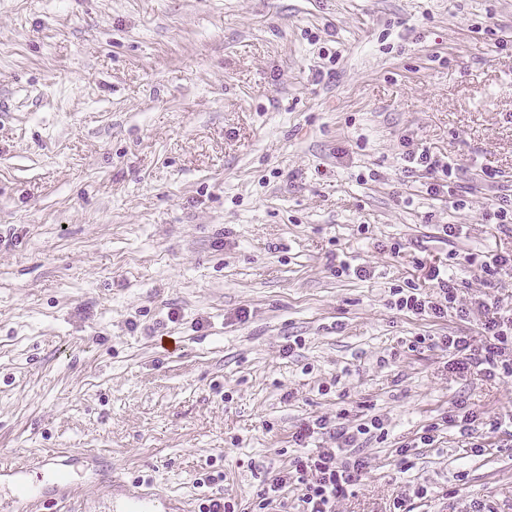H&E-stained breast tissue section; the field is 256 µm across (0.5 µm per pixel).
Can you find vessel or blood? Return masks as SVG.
Listing matches in <instances>:
<instances>
[{"label": "vessel or blood", "mask_w": 512, "mask_h": 512, "mask_svg": "<svg viewBox=\"0 0 512 512\" xmlns=\"http://www.w3.org/2000/svg\"><path fill=\"white\" fill-rule=\"evenodd\" d=\"M87 468L90 479L110 483L113 488L112 512H184L181 502L156 491L141 489L113 475L112 463L106 459L84 462L78 451L57 450L42 456L38 468L44 478L33 482L23 466H0V488L8 490L9 512H53L70 496L73 474Z\"/></svg>", "instance_id": "b4317fda"}]
</instances>
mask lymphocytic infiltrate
<instances>
[{"mask_svg":"<svg viewBox=\"0 0 512 512\" xmlns=\"http://www.w3.org/2000/svg\"><path fill=\"white\" fill-rule=\"evenodd\" d=\"M405 160L408 174L422 178L426 195L435 200L450 197L455 207H462V200L456 197L457 174L451 162L442 161L429 149L419 146L407 149ZM427 279L430 289L425 293L413 286L392 289L393 307L417 317L435 320L447 317L449 309L458 303V288L453 275L447 269L433 266L427 272ZM476 304L480 312L479 341H471L467 336L448 335L433 338L431 345L451 356L452 369L459 376L476 374L490 380L511 378L512 308L492 297L477 299ZM382 427L381 419L375 416L355 428L337 431L325 418L302 424L294 434L295 444L307 448L314 436L328 433L336 445L308 452L305 458L294 460L291 471L264 483L256 494L259 512H267L290 482L300 491L301 512H336L337 501L361 481L366 469L364 460L350 455V448L357 446L361 436Z\"/></svg>","mask_w":512,"mask_h":512,"instance_id":"obj_1","label":"lymphocytic infiltrate"}]
</instances>
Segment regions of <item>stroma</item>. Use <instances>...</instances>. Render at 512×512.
Wrapping results in <instances>:
<instances>
[{
	"mask_svg": "<svg viewBox=\"0 0 512 512\" xmlns=\"http://www.w3.org/2000/svg\"><path fill=\"white\" fill-rule=\"evenodd\" d=\"M408 140L465 206L408 181ZM510 188L512 0H0V463L107 454L186 512L220 470L253 512L302 423L375 416L336 512H512V436L475 453L440 424L512 416V379L415 342L474 319L390 305L447 263L462 300L512 301L461 258L512 250L489 216ZM443 425L448 426V429H455L461 435H472L475 431V422L477 420L473 412L469 411H454L448 412V415L442 418ZM472 437V436H471ZM473 438V437H472Z\"/></svg>",
	"mask_w": 512,
	"mask_h": 512,
	"instance_id": "1",
	"label": "stroma"
}]
</instances>
